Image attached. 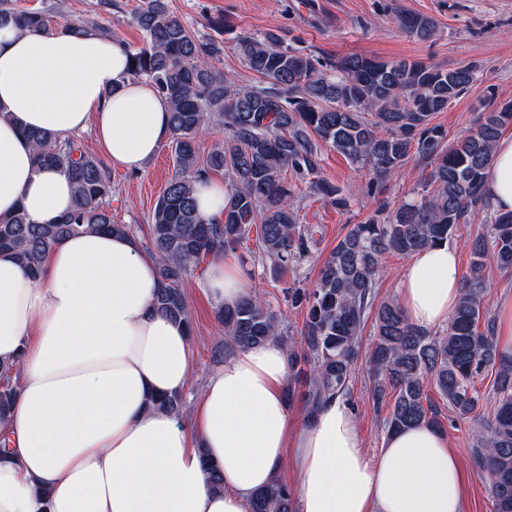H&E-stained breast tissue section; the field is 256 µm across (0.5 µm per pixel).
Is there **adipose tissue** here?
Instances as JSON below:
<instances>
[{
    "label": "adipose tissue",
    "mask_w": 512,
    "mask_h": 512,
    "mask_svg": "<svg viewBox=\"0 0 512 512\" xmlns=\"http://www.w3.org/2000/svg\"><path fill=\"white\" fill-rule=\"evenodd\" d=\"M128 66L117 38L0 26V218L21 209L46 224L74 206L67 175L36 166L24 130L90 129L112 167L151 162L171 136L169 105ZM485 189L493 210L512 211V135L496 142ZM157 265L136 238L107 231L65 239L36 275L0 251V364L16 389L0 419V512H249L289 464L296 512H465L460 458L434 427L390 434L373 457L349 397L335 395L291 432L288 355L274 340L210 374L187 416L150 408L192 382L186 326L153 306ZM248 284L235 254L208 255L213 304ZM460 295L457 248L442 243L408 264L399 303L429 329Z\"/></svg>",
    "instance_id": "ef3b65f1"
}]
</instances>
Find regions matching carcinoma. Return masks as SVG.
<instances>
[{
	"label": "carcinoma",
	"mask_w": 512,
	"mask_h": 512,
	"mask_svg": "<svg viewBox=\"0 0 512 512\" xmlns=\"http://www.w3.org/2000/svg\"><path fill=\"white\" fill-rule=\"evenodd\" d=\"M134 21L143 45L130 51L129 76L152 83L170 110L175 173L153 208L150 224H118L112 217V178L103 162L70 138L30 130L38 166L62 169L72 184L75 207L49 224H32L21 210L0 219V250H10L33 275L44 256L62 240L89 229L129 234L158 258L162 284L154 302L169 318L190 324L184 284L203 273L206 254L245 250L282 277L312 257L318 229L299 223L292 201L291 174L321 198L345 211L349 198L315 178L319 143L367 170V194L393 175L410 155L429 160L431 169L417 200L401 204L384 220L352 224L324 260L315 285L284 288L291 305L306 304L299 336L288 334L281 314L262 297L246 294L218 310L224 324V362L241 350L277 340L288 351L299 382L300 362L310 365L304 390L290 385L288 399L300 398L305 416L331 395L349 390L361 335L374 315L369 363L371 398L388 408L386 426L394 432L419 423L441 427L442 411L434 391L464 417L479 403L471 387L488 367L497 368V407L479 431L475 456L491 481L494 512H512V353L499 351L496 321L488 315L484 268L491 258L512 271V212H495L484 187L493 148L512 125V103L486 112L477 126L445 144L446 132L433 116L477 76L473 67L445 69L416 60L380 62L360 55L321 61L273 33L241 32L236 49L262 84L241 86L224 76L213 61L224 42L199 37L174 16L167 0H141ZM22 32L53 31L48 13L13 7L0 0V24ZM398 26L418 41L435 35L427 16L401 13ZM224 137L206 156L198 138L209 128ZM213 172L224 174L227 203L221 224H206L196 211V182ZM489 215V237L476 238L465 289L449 317L447 332L431 334L409 322L393 303L374 306L376 288L391 255L411 256L442 242L475 211ZM11 368L0 366V416L10 410L14 387ZM180 415L181 394L150 398ZM251 512H294L292 491L275 479L258 491Z\"/></svg>",
	"instance_id": "obj_1"
}]
</instances>
